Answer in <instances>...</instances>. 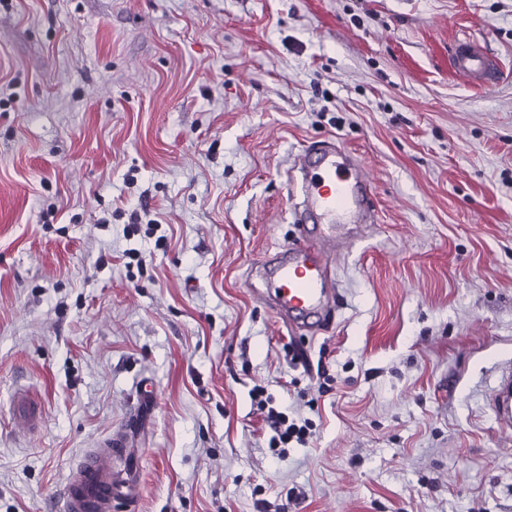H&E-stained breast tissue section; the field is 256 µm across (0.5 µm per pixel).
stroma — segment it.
I'll return each instance as SVG.
<instances>
[{
	"instance_id": "35a3bbf8",
	"label": "stroma",
	"mask_w": 512,
	"mask_h": 512,
	"mask_svg": "<svg viewBox=\"0 0 512 512\" xmlns=\"http://www.w3.org/2000/svg\"><path fill=\"white\" fill-rule=\"evenodd\" d=\"M466 35L492 91L448 68ZM328 138L375 221L293 333L252 273ZM510 359L512 0H0V512H60L116 432L140 492L112 512H512ZM258 385L310 444L270 448ZM488 406L499 422L510 426L512 423V362L501 366L498 384L489 396ZM18 409V424L22 429L40 425L42 410L35 397L29 395L18 396Z\"/></svg>"
}]
</instances>
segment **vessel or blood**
<instances>
[{"mask_svg":"<svg viewBox=\"0 0 512 512\" xmlns=\"http://www.w3.org/2000/svg\"><path fill=\"white\" fill-rule=\"evenodd\" d=\"M448 58L456 77L469 86L487 89L501 78L499 61L470 38L455 41ZM297 169L291 187L303 196L306 223L281 247L274 262L261 264L256 271L263 286L262 299L272 304L280 321L292 327L302 326L305 319L325 310L334 288L325 249L331 236L310 234V224H361L373 211L368 177L352 153L335 142L302 151ZM488 406L499 422L512 423V362L501 366ZM18 417L20 427L40 425L38 400L19 396ZM124 452L121 439L113 436L80 462L64 485L63 512H112L119 484L112 460Z\"/></svg>","mask_w":512,"mask_h":512,"instance_id":"b4317fda","label":"vessel or blood"}]
</instances>
